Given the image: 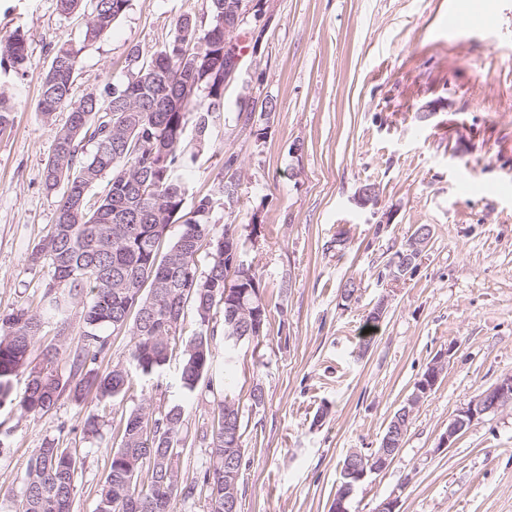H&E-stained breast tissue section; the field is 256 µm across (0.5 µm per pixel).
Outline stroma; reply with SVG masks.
Returning <instances> with one entry per match:
<instances>
[{"instance_id": "35a3bbf8", "label": "stroma", "mask_w": 512, "mask_h": 512, "mask_svg": "<svg viewBox=\"0 0 512 512\" xmlns=\"http://www.w3.org/2000/svg\"><path fill=\"white\" fill-rule=\"evenodd\" d=\"M207 19L205 0H130L112 29L82 40L83 21L56 0H0V36L29 40L24 74L0 66L14 106L0 134V313L36 306L48 268L27 256L51 229L56 203L43 186L56 131L67 115L36 110L55 47L80 48L75 93L125 79L131 46L152 55L183 13ZM490 21L452 32L449 13ZM273 108L255 126L238 121L242 95ZM208 148L187 171L208 192L228 156L242 167L239 208H215L216 229L256 224L248 247L268 304L267 335L226 358L213 320L211 384L189 404L180 481L210 464L206 436L216 403L239 401L246 430L241 512H330L342 461L379 448L394 413L438 354L446 370L416 408L403 446L358 484L349 512H512V406L484 416L437 450L458 411L512 375V0H276L259 52H244L224 89ZM376 185L379 203L361 206ZM432 237L416 271L384 279L416 225ZM343 248H333L336 237ZM354 283L351 299L342 289ZM384 317L366 318L379 299ZM182 348L149 376L133 372L124 398L62 393L47 414L0 408V512H20L27 462L45 442L75 451L74 512H97L119 443V424L180 393ZM264 403L252 408L254 385ZM100 433H84L88 413Z\"/></svg>"}]
</instances>
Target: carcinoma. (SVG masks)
<instances>
[{
	"instance_id": "1",
	"label": "carcinoma",
	"mask_w": 512,
	"mask_h": 512,
	"mask_svg": "<svg viewBox=\"0 0 512 512\" xmlns=\"http://www.w3.org/2000/svg\"><path fill=\"white\" fill-rule=\"evenodd\" d=\"M212 24L204 29L185 13L175 33L151 56L132 47L125 59L127 78L80 97L74 85L80 50L63 42L45 72L38 112H68L54 137L44 170V187L57 195L55 222L27 258L32 267H48L50 279L36 308L0 314V407L14 404L13 379L28 372L20 409L49 412L67 390L80 401L88 390L107 403L130 388L125 368L106 373L97 362L108 342L104 331L123 328L132 336L130 357L144 375L166 364L184 335V308L194 304L199 325L210 312L231 314L239 299L224 296V234L211 225L214 203L224 197V181L213 193L198 195L195 223L182 225L176 241L164 245L170 225L186 214L190 186L182 172L197 160L185 146L187 116L194 114L196 141L203 143L214 115L224 108V0H207ZM129 0H58L65 15L84 19L83 41L93 42L112 29ZM17 73L30 64L25 35L0 37V63ZM13 123V105L0 92V132ZM93 150L84 155V142ZM105 182L90 201V190ZM208 242L206 270L197 252ZM81 309L83 345L73 354L64 380L55 368L60 348L42 349V366L30 355L46 324L62 337L74 308ZM208 337L198 332L184 344L181 387L184 399L164 416L149 418V407L130 412L121 423L120 442L110 449L109 472L100 489L98 512H177V502L195 495L194 485L180 486L179 454L186 401L202 395L211 365ZM200 492L208 512H224V461L241 463L244 449L224 447V404L212 425ZM79 458L47 442L27 466L21 512H72Z\"/></svg>"
}]
</instances>
